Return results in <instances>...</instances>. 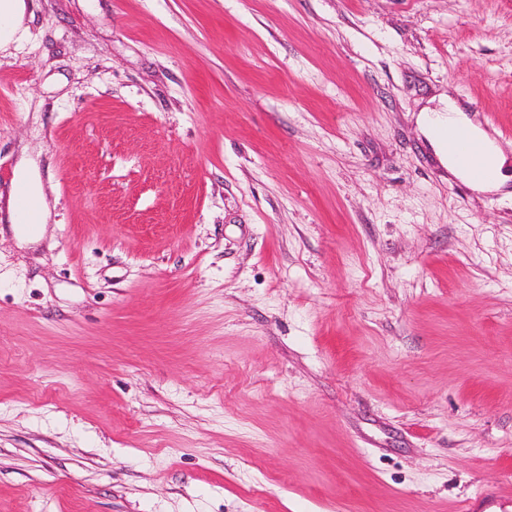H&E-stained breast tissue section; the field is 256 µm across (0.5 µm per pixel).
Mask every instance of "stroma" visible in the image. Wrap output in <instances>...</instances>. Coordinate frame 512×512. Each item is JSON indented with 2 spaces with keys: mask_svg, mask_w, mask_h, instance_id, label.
I'll list each match as a JSON object with an SVG mask.
<instances>
[{
  "mask_svg": "<svg viewBox=\"0 0 512 512\" xmlns=\"http://www.w3.org/2000/svg\"><path fill=\"white\" fill-rule=\"evenodd\" d=\"M0 53V512L512 496V0H26ZM442 103L443 107L440 109H425L420 116V123L441 159L448 163V169L464 180L468 177L472 183H488L471 184L478 189L498 188L503 185L510 179L507 156L493 139L471 122L455 101L447 99V102L442 101ZM445 123L459 125L443 129L441 142L440 129ZM462 125L470 127L485 142L487 160L494 168L484 159V144L473 136L469 128ZM443 148L450 157H446ZM451 157L458 160L465 167L466 172L458 167ZM495 176L496 179L493 181ZM27 195L37 199L39 203L38 213L36 217L37 224H46L48 217L47 206L41 194L40 187L37 181L32 177L27 168L23 167L19 172V175L15 179L14 189L11 194L9 202V214L12 224H16V228L19 233L25 235L30 239H37L40 235L41 228L34 235H27L19 230L18 224H26L29 228H34L36 224H28L25 215L21 212L18 201L21 196Z\"/></svg>",
  "mask_w": 512,
  "mask_h": 512,
  "instance_id": "1",
  "label": "stroma"
}]
</instances>
